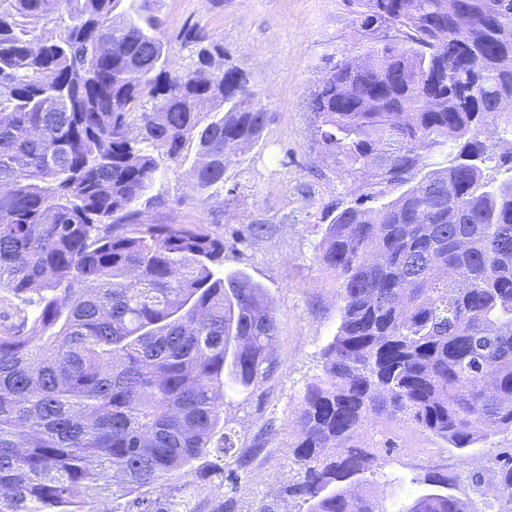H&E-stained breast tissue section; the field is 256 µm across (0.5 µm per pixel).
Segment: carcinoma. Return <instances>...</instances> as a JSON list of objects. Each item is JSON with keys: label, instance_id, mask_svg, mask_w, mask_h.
I'll return each instance as SVG.
<instances>
[{"label": "carcinoma", "instance_id": "carcinoma-1", "mask_svg": "<svg viewBox=\"0 0 512 512\" xmlns=\"http://www.w3.org/2000/svg\"><path fill=\"white\" fill-rule=\"evenodd\" d=\"M125 0H0V290L40 293L32 326L0 313V512H241L206 492L269 454L224 431V364L248 390L275 371L276 310L224 239L142 219L139 201L194 147L196 191L224 188L269 122L262 94L199 24L169 61L162 22ZM396 36L334 65L309 102L322 152L359 195L327 216L340 324L295 411L286 489L306 512H387L361 490L376 418L457 449L512 430V0H347ZM57 23L58 34L39 31ZM195 478L185 480L188 468ZM421 482L448 485L438 466ZM512 512V459L494 470ZM403 512H475L428 492Z\"/></svg>", "mask_w": 512, "mask_h": 512}]
</instances>
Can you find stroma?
<instances>
[{
    "label": "stroma",
    "mask_w": 512,
    "mask_h": 512,
    "mask_svg": "<svg viewBox=\"0 0 512 512\" xmlns=\"http://www.w3.org/2000/svg\"><path fill=\"white\" fill-rule=\"evenodd\" d=\"M146 10L163 20L171 37L193 23L210 29L228 63L246 71L262 92L270 114L261 138L229 164L223 190L199 194L188 166L165 162L150 203L140 209L148 222L198 224L223 235L224 273L249 276L277 310L273 376L250 393L224 382V423L238 445L273 427L271 455L242 474L237 497L246 504L277 502L279 489L295 478L289 463L293 412L320 375L322 350L340 323L342 277L319 259L326 216L355 197L350 178L321 151L308 102L334 64L365 55L387 30L361 29L346 0H147ZM253 223L269 225V233L238 241L235 230ZM356 441L390 449L366 484L387 512H401L424 493L417 479L431 465L452 476L448 494L480 501L474 475L491 477L497 461L512 455L511 431L461 453L413 424L372 419Z\"/></svg>",
    "instance_id": "obj_1"
}]
</instances>
